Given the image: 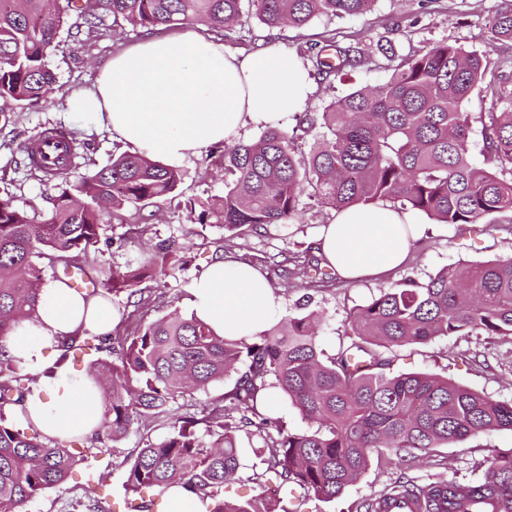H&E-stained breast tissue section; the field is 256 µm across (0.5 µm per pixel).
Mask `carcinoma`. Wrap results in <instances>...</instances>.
<instances>
[{"label": "carcinoma", "mask_w": 512, "mask_h": 512, "mask_svg": "<svg viewBox=\"0 0 512 512\" xmlns=\"http://www.w3.org/2000/svg\"><path fill=\"white\" fill-rule=\"evenodd\" d=\"M244 0H85L88 28L107 16L133 29L204 22L217 32L238 20ZM375 0H250L268 28H301L319 17L360 16ZM65 23L47 0H0V115L5 106H37L59 91L47 58ZM512 42V0H501L487 44ZM317 65L336 72L354 66L349 51L324 45ZM485 92L481 111L464 109ZM294 130L323 129L309 157L299 161L295 136L269 126L258 140L221 151L232 180L214 209L216 223L235 233L287 224L308 189L336 210L391 204L440 224H476L512 215V83L490 53L440 44L401 60L383 83L355 90L320 112H297ZM481 126L482 160L469 154L472 123ZM180 175L145 153H121L76 184H66L51 219L36 224L10 203L0 204V342L36 313L41 260L97 246L104 206L142 207L174 195ZM182 265L178 247L162 246L128 261L104 285L133 297L140 283L165 278ZM314 310L290 314L251 340L219 336L195 316L173 310L106 346L110 360L89 374L102 390L104 413L92 441L120 442L133 428L161 422L160 440L141 437L128 461L125 493L172 486L211 501L208 512H280L281 500L257 495L214 500V490L238 479L241 433L262 441L247 481L274 478L282 497L303 512L307 501L330 502L378 457L409 463L414 451L461 442L480 433L512 430V403L493 400L444 377L388 372L399 348L440 336L512 338V259L458 262L424 283L406 282L380 294L348 319L349 342L333 354L319 346ZM88 346L83 336L59 340L58 361ZM224 393L201 410L179 403L188 391ZM30 377L0 356V512H26L43 491L64 483L92 448L46 443L21 430L8 414L24 401ZM280 389L307 421L292 432L263 409L266 391ZM420 484L402 475L355 512H378L394 496L422 512H458L465 500L490 495L498 512H512V454L496 458L479 481Z\"/></svg>", "instance_id": "carcinoma-1"}]
</instances>
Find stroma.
<instances>
[{"label":"stroma","instance_id":"stroma-1","mask_svg":"<svg viewBox=\"0 0 512 512\" xmlns=\"http://www.w3.org/2000/svg\"><path fill=\"white\" fill-rule=\"evenodd\" d=\"M499 0H376L370 13L356 18H317L307 27L268 29L253 12H243L225 31V47L248 54L268 44L279 45L296 56L311 79L314 92L306 111L322 107L361 87L383 83L390 74L392 57L420 54L441 43H455L469 50L490 51L493 59L512 57V46L489 49L487 28ZM102 34L79 39L76 30L63 26L57 47L48 60L60 87L58 93L38 107L15 106L0 116V200L9 201L36 221L50 218L59 181L48 180L33 170L23 144L44 129L65 128L77 144L75 164L67 174L70 183L109 164L113 154L125 152L124 143L114 140L93 114L69 105L73 93L94 90L102 69L112 57L139 42L143 31L125 28L112 32L104 21ZM350 49L357 63L347 74L326 73L316 66V54L326 40ZM180 194L161 198L149 208H124L104 218L98 251L73 252L65 260L44 265L45 280H53L65 266H82L98 281H106L113 270L139 256L146 248L173 241L182 246L183 265L174 275L158 282L142 284L148 298L145 308L135 307L126 294L112 296L119 313L117 330L137 319L152 321L176 309L190 315L192 281L214 261L244 262L261 272L279 297V307L270 317H281L299 308L322 314L318 343L326 353H334L346 343L345 325L349 316L381 293L408 280L423 282L444 266L455 262L512 258V224L483 220L477 224L428 222L424 235L414 244L406 265L381 275H360L350 280L330 278L310 282L299 266L314 256L315 239L328 223L333 208L320 204L310 193L300 198L298 217L287 224L226 237L224 228L200 215L224 195L226 177L222 168L201 154L178 165ZM483 353L486 364L476 363ZM395 373L435 374L501 402H512V341L485 335L447 336L426 345L398 350L391 366ZM142 445L141 435L130 431L115 451L91 454L64 484L49 489L28 506V512H89L83 495L86 484L98 487L113 512H130L124 495V458L135 456ZM512 453V430H498L462 442L451 443L422 453L409 468L408 476L424 482L435 478L480 480L489 461ZM401 471L382 461L372 462L359 481L335 500L309 502L306 512H354L357 501L378 495Z\"/></svg>","mask_w":512,"mask_h":512}]
</instances>
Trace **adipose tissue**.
<instances>
[{
    "label": "adipose tissue",
    "mask_w": 512,
    "mask_h": 512,
    "mask_svg": "<svg viewBox=\"0 0 512 512\" xmlns=\"http://www.w3.org/2000/svg\"><path fill=\"white\" fill-rule=\"evenodd\" d=\"M313 91L299 61L269 48L247 56L226 51L199 31L148 38L113 56L94 92L74 95L75 110L89 112L113 139L175 166L209 146L235 143L246 126L287 121ZM426 228L415 210L371 205L336 211L315 240L319 255L344 279L401 266ZM194 314L218 335L249 338L278 308L273 289L257 270L217 261L191 287ZM33 320L0 343L32 380L18 412L46 439L92 436L101 423L99 387L52 355L63 336H101L115 313L104 296H83L59 282L43 285Z\"/></svg>",
    "instance_id": "ef3b65f1"
}]
</instances>
